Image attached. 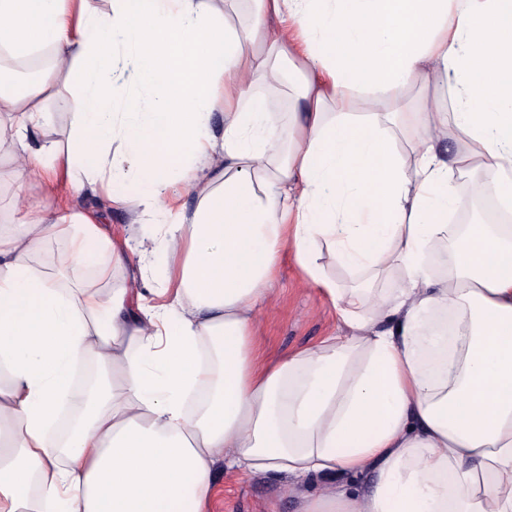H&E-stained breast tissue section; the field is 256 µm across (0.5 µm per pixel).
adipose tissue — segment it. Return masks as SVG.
Returning a JSON list of instances; mask_svg holds the SVG:
<instances>
[{"mask_svg":"<svg viewBox=\"0 0 512 512\" xmlns=\"http://www.w3.org/2000/svg\"><path fill=\"white\" fill-rule=\"evenodd\" d=\"M103 2L0 0V58H51L21 90L0 74V164L69 196L0 206V512H204L219 462L299 489V512H512V225L458 235L438 151L467 138L495 173L476 194L512 212V0H254L244 29L215 0ZM285 59L308 102L286 142L256 91ZM433 80L454 112L396 111ZM176 182L194 207L171 208ZM86 195L132 233L72 206ZM324 249L402 276L337 287ZM288 251L342 329L267 365L257 317ZM81 362L101 376L79 388ZM102 224L112 234L115 239H122L130 232L129 215L123 211L112 210V212L102 215Z\"/></svg>","mask_w":512,"mask_h":512,"instance_id":"obj_1","label":"adipose tissue"}]
</instances>
